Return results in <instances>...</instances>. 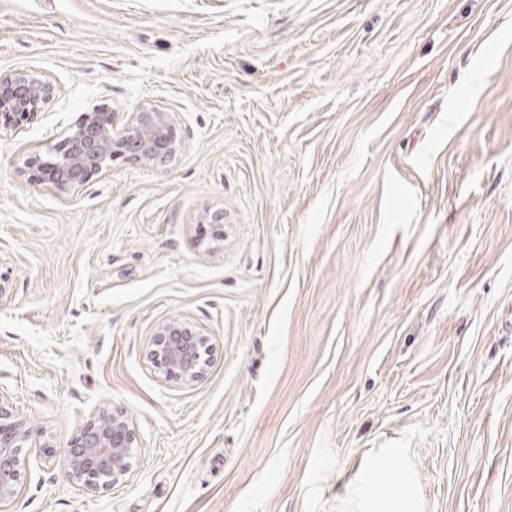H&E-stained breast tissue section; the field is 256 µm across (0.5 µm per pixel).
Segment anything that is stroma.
Returning a JSON list of instances; mask_svg holds the SVG:
<instances>
[{"label":"stroma","instance_id":"obj_1","mask_svg":"<svg viewBox=\"0 0 512 512\" xmlns=\"http://www.w3.org/2000/svg\"><path fill=\"white\" fill-rule=\"evenodd\" d=\"M16 70L58 94L0 132V398L140 446L95 495L27 454L9 512H339L383 448L423 512H512V0H0ZM148 103L174 159L35 181L84 112ZM178 316L194 383L147 357ZM202 336L200 330L186 320H167L155 329L148 356L165 377L195 382L205 374L208 366Z\"/></svg>","mask_w":512,"mask_h":512}]
</instances>
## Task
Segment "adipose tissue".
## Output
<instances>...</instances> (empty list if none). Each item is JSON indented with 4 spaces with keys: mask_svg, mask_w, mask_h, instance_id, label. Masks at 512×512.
Here are the masks:
<instances>
[{
    "mask_svg": "<svg viewBox=\"0 0 512 512\" xmlns=\"http://www.w3.org/2000/svg\"><path fill=\"white\" fill-rule=\"evenodd\" d=\"M345 512H420L410 472L392 460H363L345 499Z\"/></svg>",
    "mask_w": 512,
    "mask_h": 512,
    "instance_id": "obj_1",
    "label": "adipose tissue"
}]
</instances>
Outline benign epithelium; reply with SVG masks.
I'll return each instance as SVG.
<instances>
[{
	"mask_svg": "<svg viewBox=\"0 0 512 512\" xmlns=\"http://www.w3.org/2000/svg\"><path fill=\"white\" fill-rule=\"evenodd\" d=\"M57 93L50 78L29 71L0 74V128L37 114ZM181 149L174 113L160 106H143L130 113L122 127L115 113L96 107L83 113L50 163L33 157L28 162L35 173L45 172L46 181L62 195L82 190L93 177L123 159L164 162ZM148 356L165 377L190 383L206 371L208 358L200 330L183 319L160 324L150 340ZM38 449L43 455L60 454L68 477L88 495L123 481L131 458L139 447L134 426L120 412L103 411L86 420L63 448L50 437L32 441L31 431L17 420L0 396V509L18 493L22 471L21 451Z\"/></svg>",
	"mask_w": 512,
	"mask_h": 512,
	"instance_id": "benign-epithelium-1",
	"label": "benign epithelium"
}]
</instances>
